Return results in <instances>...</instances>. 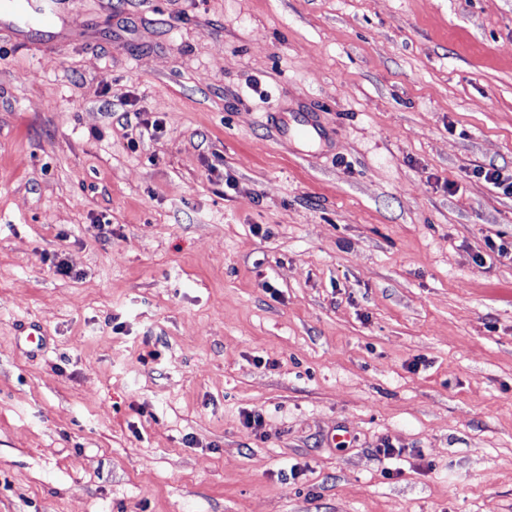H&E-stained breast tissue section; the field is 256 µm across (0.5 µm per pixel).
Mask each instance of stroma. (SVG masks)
Masks as SVG:
<instances>
[{"instance_id": "stroma-1", "label": "stroma", "mask_w": 512, "mask_h": 512, "mask_svg": "<svg viewBox=\"0 0 512 512\" xmlns=\"http://www.w3.org/2000/svg\"><path fill=\"white\" fill-rule=\"evenodd\" d=\"M73 9L0 33V512H512V0Z\"/></svg>"}]
</instances>
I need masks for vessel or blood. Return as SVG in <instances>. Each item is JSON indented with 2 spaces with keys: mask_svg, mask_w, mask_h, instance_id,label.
I'll list each match as a JSON object with an SVG mask.
<instances>
[{
  "mask_svg": "<svg viewBox=\"0 0 512 512\" xmlns=\"http://www.w3.org/2000/svg\"><path fill=\"white\" fill-rule=\"evenodd\" d=\"M68 0H0V28L9 30L15 43L47 44L66 17Z\"/></svg>",
  "mask_w": 512,
  "mask_h": 512,
  "instance_id": "obj_1",
  "label": "vessel or blood"
}]
</instances>
